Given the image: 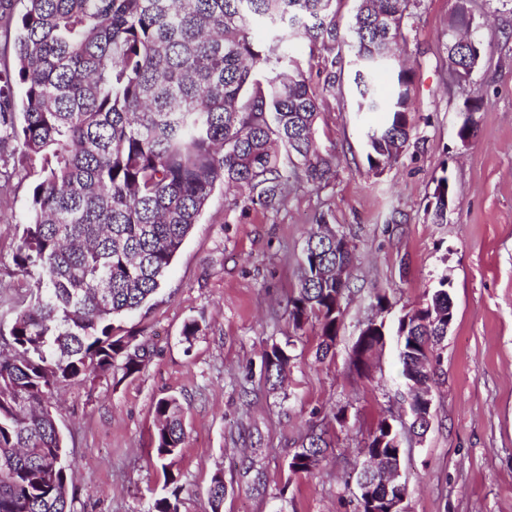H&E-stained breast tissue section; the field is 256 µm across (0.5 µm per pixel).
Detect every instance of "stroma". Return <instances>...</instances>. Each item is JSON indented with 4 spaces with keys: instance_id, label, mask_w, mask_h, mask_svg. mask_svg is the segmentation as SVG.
<instances>
[{
    "instance_id": "stroma-1",
    "label": "stroma",
    "mask_w": 512,
    "mask_h": 512,
    "mask_svg": "<svg viewBox=\"0 0 512 512\" xmlns=\"http://www.w3.org/2000/svg\"><path fill=\"white\" fill-rule=\"evenodd\" d=\"M458 0H410L398 39L413 70L411 137L400 160L374 169L348 72L325 88L330 51L294 42L313 86L322 88L313 126L317 155L332 163L318 183L291 180L274 209L247 189L217 186L173 260L149 310L125 327L149 351L140 372L62 386L52 402L75 470L74 512H147L163 482L151 462L154 406L177 397L186 436L174 469L180 512H210L208 488L222 475L224 512H357L347 478L364 461L370 429L408 413L397 338L387 335L370 372L349 355L364 323L394 326L426 303L440 279L454 321L436 347L434 418L423 439L404 436L406 512H512V0H467L471 38L483 55L459 88L448 68L449 21ZM479 109L467 113L468 94ZM473 119L477 135L457 132ZM454 191L447 221L427 211L436 183ZM18 188L0 210V306L20 301L12 262ZM354 248L336 345L316 355L318 325L295 329L288 298L298 262L319 222ZM387 297L378 307L376 295ZM199 330L184 339L183 327ZM288 346L286 383L271 389L263 360ZM344 411L346 424L334 416ZM332 428V445L311 474L288 461L310 424Z\"/></svg>"
}]
</instances>
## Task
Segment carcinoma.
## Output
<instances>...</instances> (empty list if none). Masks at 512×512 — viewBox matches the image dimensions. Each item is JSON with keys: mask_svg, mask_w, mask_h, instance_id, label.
<instances>
[{"mask_svg": "<svg viewBox=\"0 0 512 512\" xmlns=\"http://www.w3.org/2000/svg\"><path fill=\"white\" fill-rule=\"evenodd\" d=\"M26 2L22 11L17 3ZM335 0H0V195L17 170L32 178L13 263L27 291L9 338L0 344V512H73L71 467L50 406L64 383L139 372L143 355L123 318L145 307L220 184L246 188L251 202L274 208L290 175L281 155L316 183L330 172L315 155L312 129L320 94L290 41L336 44ZM349 52L357 108L379 113L364 138L371 167L390 166L410 138L412 70L390 55L408 0H357ZM271 35L262 52L254 29ZM467 84L473 60L459 42L448 50ZM265 66L257 78L254 71ZM387 69L390 90L377 73ZM448 177L437 180L432 219L448 212ZM352 248L316 233L299 261L288 299L297 327L319 325L317 354L336 343V283L323 264L351 263ZM448 280L428 306L448 310ZM440 328L397 319L407 388L428 381L423 343ZM290 355L264 356L277 387ZM155 465L169 492L150 512H180L183 409L174 397L155 403ZM331 440L313 425L288 467L311 473ZM379 466L399 472L394 448L365 446ZM221 476L209 488L222 512Z\"/></svg>", "mask_w": 512, "mask_h": 512, "instance_id": "carcinoma-1", "label": "carcinoma"}]
</instances>
